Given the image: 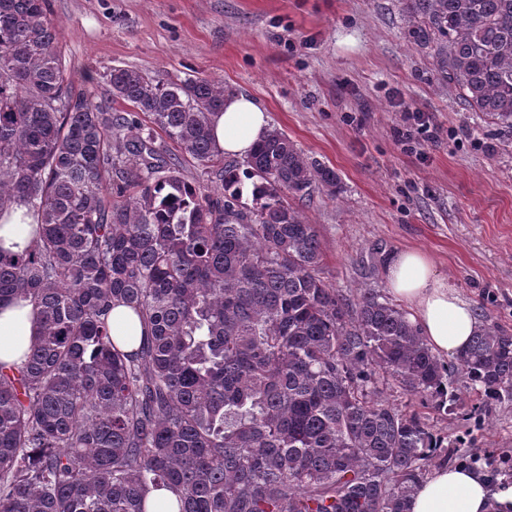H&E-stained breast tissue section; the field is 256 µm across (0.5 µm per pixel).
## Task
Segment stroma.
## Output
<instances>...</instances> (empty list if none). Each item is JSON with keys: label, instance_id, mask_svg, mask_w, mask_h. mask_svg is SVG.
Returning a JSON list of instances; mask_svg holds the SVG:
<instances>
[{"label": "stroma", "instance_id": "stroma-1", "mask_svg": "<svg viewBox=\"0 0 512 512\" xmlns=\"http://www.w3.org/2000/svg\"><path fill=\"white\" fill-rule=\"evenodd\" d=\"M48 17L74 95L126 111L109 95L115 67L217 79L334 169L337 195L320 188L299 205L330 286L386 291L388 255L418 248L484 325L512 332V128L438 83L405 36L402 0H48ZM410 110L431 123L418 153L396 141ZM452 380L454 413L424 411L448 439L441 464L477 452L490 487L512 485V402L484 401L463 373Z\"/></svg>", "mask_w": 512, "mask_h": 512}]
</instances>
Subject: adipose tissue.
Returning <instances> with one entry per match:
<instances>
[{
    "label": "adipose tissue",
    "mask_w": 512,
    "mask_h": 512,
    "mask_svg": "<svg viewBox=\"0 0 512 512\" xmlns=\"http://www.w3.org/2000/svg\"><path fill=\"white\" fill-rule=\"evenodd\" d=\"M266 107L242 91L224 95V108L212 121V137L225 155L247 159L270 132ZM386 284L396 298L414 311V320L432 351L459 355L483 323L472 304L439 271L425 251L402 248L385 263ZM113 343L123 352L138 350L146 334L138 315L116 305L109 316ZM36 331L29 301L0 303V363L19 367L25 362ZM410 512H512V487L491 492L483 474L463 467H441L420 484Z\"/></svg>",
    "instance_id": "obj_1"
}]
</instances>
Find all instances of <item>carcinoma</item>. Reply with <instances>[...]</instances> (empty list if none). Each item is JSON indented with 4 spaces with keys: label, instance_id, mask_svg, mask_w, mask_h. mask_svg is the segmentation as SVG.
<instances>
[{
    "label": "carcinoma",
    "instance_id": "obj_1",
    "mask_svg": "<svg viewBox=\"0 0 512 512\" xmlns=\"http://www.w3.org/2000/svg\"><path fill=\"white\" fill-rule=\"evenodd\" d=\"M46 3L0 0V225L17 206L38 224L0 247V302L37 316L27 361L0 364V512H146L151 489L178 512H409L444 438L378 380L446 414L451 371L380 291L326 283L292 201L336 194V172L273 129L241 206L211 134L224 84L117 67L110 95L134 111L75 99ZM404 11L437 80L512 127V0ZM120 303L148 331L132 354L110 335ZM458 365L512 401V333L484 327Z\"/></svg>",
    "mask_w": 512,
    "mask_h": 512
}]
</instances>
